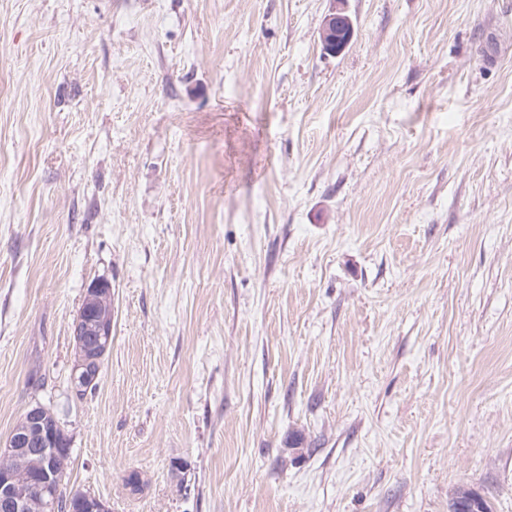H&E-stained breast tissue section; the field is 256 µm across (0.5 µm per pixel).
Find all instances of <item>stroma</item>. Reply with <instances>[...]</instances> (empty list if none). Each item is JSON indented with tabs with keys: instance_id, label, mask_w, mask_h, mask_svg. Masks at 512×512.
Segmentation results:
<instances>
[{
	"instance_id": "stroma-1",
	"label": "stroma",
	"mask_w": 512,
	"mask_h": 512,
	"mask_svg": "<svg viewBox=\"0 0 512 512\" xmlns=\"http://www.w3.org/2000/svg\"><path fill=\"white\" fill-rule=\"evenodd\" d=\"M36 403L111 512H512V0H0V440ZM339 28L346 30L343 40H340L339 36L335 33ZM321 34L323 50L333 55L339 53L346 47L352 37V27L348 17L341 10L332 12L325 17ZM73 336L70 388L77 399H84L96 385L103 359L112 348V285L107 280H95L86 289Z\"/></svg>"
}]
</instances>
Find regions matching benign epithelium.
<instances>
[{"instance_id":"1","label":"benign epithelium","mask_w":512,"mask_h":512,"mask_svg":"<svg viewBox=\"0 0 512 512\" xmlns=\"http://www.w3.org/2000/svg\"><path fill=\"white\" fill-rule=\"evenodd\" d=\"M323 50L342 51L352 37L343 11L325 17L321 29ZM71 393L85 398L98 381L101 364L112 348V285L93 281L84 294L74 325ZM71 451L68 435L53 412L37 403L27 408L7 439L0 442V512H58L59 487L54 462ZM71 497L83 512H109L100 497L74 491Z\"/></svg>"}]
</instances>
